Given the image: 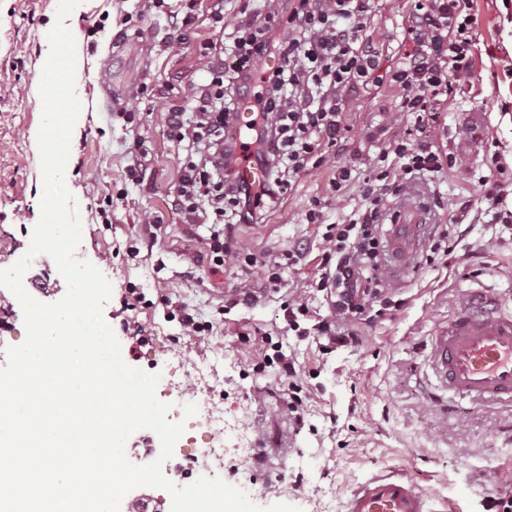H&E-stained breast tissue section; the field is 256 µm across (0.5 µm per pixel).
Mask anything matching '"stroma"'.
Listing matches in <instances>:
<instances>
[{
	"label": "stroma",
	"mask_w": 512,
	"mask_h": 512,
	"mask_svg": "<svg viewBox=\"0 0 512 512\" xmlns=\"http://www.w3.org/2000/svg\"><path fill=\"white\" fill-rule=\"evenodd\" d=\"M58 0H0V270L27 251L41 214L43 180L38 144L31 132L42 121L37 63ZM211 0H196L187 42L167 44L176 0L148 7L147 0H87L71 32L85 59L75 87L83 123L71 138L65 180L80 211V260L111 284L103 317L115 332L124 362L156 373V396L183 423L176 451H187L201 431L179 397L205 395L224 411V454L201 460L203 471L245 491L257 505L286 503L301 512H343L346 493L372 471L401 469L453 512H494L500 486L512 484V402L472 404L441 388L428 357L431 338L459 302L479 292L512 308V223L489 208L479 177L489 175V156L512 165V0H473L474 71L471 84L456 86L426 129L441 154L464 156L462 171L425 179L429 199L439 201L437 230L453 250L408 270L388 291L396 307L360 323L358 344L337 347L317 338L320 322L336 312L317 283L327 225L348 220L363 204L359 186L335 194L323 166L297 178L280 205L257 223L235 227L238 246L251 264L226 262L213 270L205 245L208 225L188 228L172 209L186 150L173 142L163 98L166 84L181 85L191 106L204 67L201 43L216 39ZM412 0H375L371 26L383 66L396 63L404 19ZM145 90L130 99L132 86ZM396 97L369 87L344 105L348 128L343 158H357L370 175L376 156L408 138L412 117L394 118ZM148 161L134 168L133 159ZM110 200L111 225L98 214ZM320 203L325 221L310 224L306 211ZM161 227L149 230L147 218ZM299 251L294 264L288 252ZM279 262L283 286L269 288L266 264ZM25 290L44 304L59 302L67 283L54 260L34 258L23 276ZM138 288L141 303L124 305L125 290ZM249 288L259 301L234 304ZM169 296L164 308L159 294ZM299 296L308 305L288 327L284 305ZM210 324L188 334L175 308ZM265 336L269 361L255 371L251 337ZM26 338L23 310L0 287V367L6 350ZM299 368L296 379L307 406L304 426L290 419L280 391L289 381L280 356ZM289 441L285 458L257 464L259 445Z\"/></svg>",
	"instance_id": "obj_1"
}]
</instances>
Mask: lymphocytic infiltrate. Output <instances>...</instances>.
<instances>
[{
    "mask_svg": "<svg viewBox=\"0 0 512 512\" xmlns=\"http://www.w3.org/2000/svg\"><path fill=\"white\" fill-rule=\"evenodd\" d=\"M371 0H288L266 12L229 21L226 38L200 49L207 79L192 109L179 105L169 85L170 137L200 149V159L181 170L174 206L186 223L210 224L207 250L215 266L252 262L234 250L233 227L254 222L277 206L294 177L309 168L333 166V192L361 182L365 203L353 218L330 225L323 256L328 268L320 285L333 300L336 319L318 326L321 335L344 346L358 339L356 325L368 316L371 298L382 310L392 300L381 290L383 241L372 233L391 198L412 182L463 164L461 155L441 156L425 130L453 85L470 82L474 69L471 0H414L406 18L403 50L395 66L382 67L371 31ZM275 58L264 68L265 58ZM399 91L398 111L412 115L416 138L380 152L369 178L355 162L331 163L347 128L343 104L351 93L374 86ZM250 113L238 141L228 134L240 113ZM269 170L266 181L247 185L238 177V150Z\"/></svg>",
    "mask_w": 512,
    "mask_h": 512,
    "instance_id": "obj_1",
    "label": "lymphocytic infiltrate"
}]
</instances>
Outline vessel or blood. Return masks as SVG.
<instances>
[{
    "mask_svg": "<svg viewBox=\"0 0 512 512\" xmlns=\"http://www.w3.org/2000/svg\"><path fill=\"white\" fill-rule=\"evenodd\" d=\"M425 187L407 188L388 218L385 258L393 281L414 266L433 232ZM431 365L449 393L482 405L512 402V312L474 301L460 307L431 340ZM344 512H437L429 494L399 470L385 467L356 485Z\"/></svg>",
    "mask_w": 512,
    "mask_h": 512,
    "instance_id": "obj_1",
    "label": "vessel or blood"
}]
</instances>
